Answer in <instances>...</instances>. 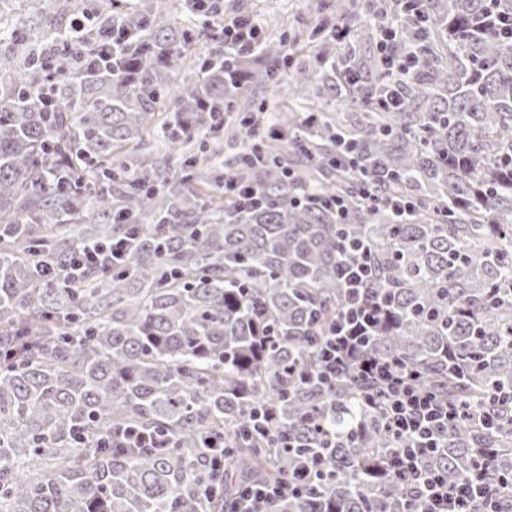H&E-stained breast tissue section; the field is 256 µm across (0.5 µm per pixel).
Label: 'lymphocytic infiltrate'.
I'll return each instance as SVG.
<instances>
[{"label":"lymphocytic infiltrate","instance_id":"obj_1","mask_svg":"<svg viewBox=\"0 0 512 512\" xmlns=\"http://www.w3.org/2000/svg\"><path fill=\"white\" fill-rule=\"evenodd\" d=\"M220 33L226 50L239 58L257 57L265 33L258 21L239 16L222 23ZM130 44V35L120 22L97 31L92 46L75 48L70 66L92 64L98 51L122 54ZM120 264L129 259V242L118 238L104 244L87 242L61 267L52 268L54 276L78 280L85 268L99 260ZM346 290V303L337 321L320 342L319 367L313 374L320 385L334 384L337 377L350 375L379 388L380 400L372 401L384 424L403 440L402 448L391 453L386 464L394 473L414 482L419 491L421 512H471V503L478 498L487 500L486 512H504L507 496L503 488L493 487L486 474L493 460L489 449H482V461L469 478L460 484H450L440 475L423 471L419 458L435 447L439 432L455 421L460 413L458 404L448 402L435 393L421 389L414 371L399 360L373 355L369 335L380 317L381 304H369L367 288L374 271L361 243H350L347 254L338 267ZM303 479L271 480L245 487L233 512H255L260 502H270L300 492Z\"/></svg>","mask_w":512,"mask_h":512}]
</instances>
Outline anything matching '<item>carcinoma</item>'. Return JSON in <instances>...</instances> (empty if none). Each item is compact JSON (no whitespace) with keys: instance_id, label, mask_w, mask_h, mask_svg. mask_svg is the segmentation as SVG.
Wrapping results in <instances>:
<instances>
[{"instance_id":"carcinoma-1","label":"carcinoma","mask_w":512,"mask_h":512,"mask_svg":"<svg viewBox=\"0 0 512 512\" xmlns=\"http://www.w3.org/2000/svg\"><path fill=\"white\" fill-rule=\"evenodd\" d=\"M59 0H44V39L16 32L0 11V512H229L242 486L291 479L321 434L330 478L257 512H413L415 487L382 463L399 442L363 406L369 389L348 376L332 389L308 374L318 341L345 305L337 278L344 236L370 249L371 300L386 317L369 350L393 356L421 388L463 403L422 465L465 480L478 449L495 450L492 473L512 475V40L498 18L512 0H420L414 22L395 6L398 41L423 63L396 85L401 106H375L388 80L382 60L317 74L298 66L288 83L306 104L320 86H346L347 116L310 125L290 107L270 123L260 164L224 178L254 185L267 204L237 212L211 192L206 171L220 150L193 147L222 120L224 102L271 80L262 57L206 64L202 81L175 86L198 38L169 21L174 0L145 13L101 0L93 29L116 18L134 45L108 66L56 77L42 66L72 31ZM356 0L331 16L353 40L371 39ZM191 173L164 178L142 161L156 141ZM371 198H364V191ZM339 196L345 217L320 201ZM397 197L410 214L392 209ZM131 221L130 266L90 269L80 284L46 278L84 241ZM76 211L78 224L62 223ZM262 319L271 336L255 346ZM272 408L296 448L245 433L250 411ZM169 436L163 454L96 448L105 430ZM224 438L214 473L202 438Z\"/></svg>"}]
</instances>
